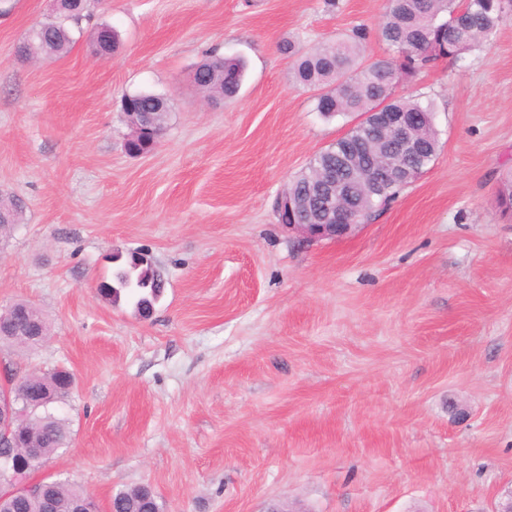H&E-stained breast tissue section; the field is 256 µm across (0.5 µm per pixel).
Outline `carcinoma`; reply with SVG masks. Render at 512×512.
I'll use <instances>...</instances> for the list:
<instances>
[{"instance_id": "cac0c4a2", "label": "carcinoma", "mask_w": 512, "mask_h": 512, "mask_svg": "<svg viewBox=\"0 0 512 512\" xmlns=\"http://www.w3.org/2000/svg\"><path fill=\"white\" fill-rule=\"evenodd\" d=\"M90 4L77 12L66 11L54 19L32 27L24 40L23 57L40 54L63 55L74 43L73 30L89 15ZM509 19L503 0H389L381 36L389 47L383 56L358 62L365 35L356 30L350 39H336L320 44L311 53L296 61L295 82L320 90L316 97V111L325 118L339 114L363 115L382 106L391 112H405L411 121L412 137L422 145L415 156H397L392 164L410 167L425 173L435 161L438 138L433 124V113L417 98L393 97V89L403 77H412L443 58H456L483 40L495 34ZM117 35L108 24L100 25L93 37L94 46L101 54L112 52ZM244 76L241 61L233 57L211 54L198 67L194 84L204 92L221 100L238 94ZM120 111L148 112L157 131L164 130L169 106L167 99L151 92H133L121 99ZM386 139L373 135L369 122L355 123L341 139L317 154L308 167L288 183V193L305 198L311 187L313 174L338 162L341 149L356 145L360 152L350 163L368 173L372 170ZM408 186L395 185L378 197L353 194L354 206L363 215L393 201ZM497 204L505 214L512 212V173L501 180ZM24 207L18 201L0 197V242L11 235L22 222ZM101 296L117 303L121 294L134 301L139 314L150 310L164 288V277L154 264L134 266L126 260L117 266L112 279L103 280ZM16 318L21 333L6 337L0 344L11 349H32L49 334V325L42 311L26 300L17 302ZM10 378L9 394L21 407L35 399L55 404L70 395L73 379L69 372L57 370L42 376L18 374L15 367H4ZM17 439L32 451L33 461L26 474L38 470L58 449L65 447L69 428L65 419L49 408L21 416L17 420ZM42 489L30 495H18L0 501V512H99V506L83 489L60 480L40 482ZM110 507L117 512H162L155 491L147 486H136L116 493Z\"/></svg>"}]
</instances>
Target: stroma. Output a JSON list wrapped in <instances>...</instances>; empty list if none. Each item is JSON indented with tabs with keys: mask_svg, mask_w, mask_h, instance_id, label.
Segmentation results:
<instances>
[{
	"mask_svg": "<svg viewBox=\"0 0 512 512\" xmlns=\"http://www.w3.org/2000/svg\"><path fill=\"white\" fill-rule=\"evenodd\" d=\"M387 0H102L67 54L17 47L51 0L0 15V191L24 218L0 251V310L25 299L50 334L12 351L70 370L71 431L37 471L163 512H491L512 489V19L400 81L431 103L436 160L368 223L309 240L276 201L356 115L325 119L292 78L307 52L363 30L387 51ZM117 32L92 53L97 24ZM246 64L237 99L192 79L207 52ZM170 106L129 156L123 94ZM147 251L149 317L96 292ZM110 508L115 512H162L155 491L147 486H136L116 493L111 500ZM114 512V511H112Z\"/></svg>",
	"mask_w": 512,
	"mask_h": 512,
	"instance_id": "1",
	"label": "stroma"
}]
</instances>
